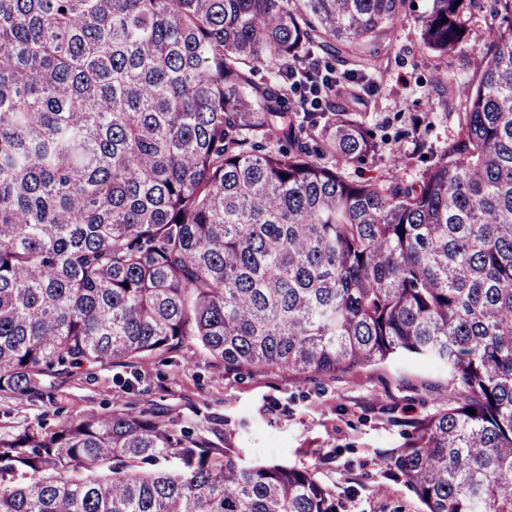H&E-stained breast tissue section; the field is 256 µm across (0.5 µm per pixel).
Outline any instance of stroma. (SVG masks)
<instances>
[{
    "mask_svg": "<svg viewBox=\"0 0 512 512\" xmlns=\"http://www.w3.org/2000/svg\"><path fill=\"white\" fill-rule=\"evenodd\" d=\"M430 0H407L385 41L380 69L367 72L368 93L355 114L377 141L373 154L344 167L354 181L422 182L427 154L446 148L459 131L465 99L449 81L476 80L475 59L490 19L477 12L466 40L444 61L421 42L418 18ZM132 387L120 367L83 366L53 384L41 401L0 393V430L14 432L45 419L56 426L90 411L134 407L212 438L227 434L244 462H282L312 470L330 485L342 512H420L402 483L386 475L389 455L405 447L417 422L448 402L445 369L399 360L322 380L279 374L228 376L200 349L184 346L138 364Z\"/></svg>",
    "mask_w": 512,
    "mask_h": 512,
    "instance_id": "obj_1",
    "label": "stroma"
}]
</instances>
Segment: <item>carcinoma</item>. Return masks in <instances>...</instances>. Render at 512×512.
Instances as JSON below:
<instances>
[{
    "mask_svg": "<svg viewBox=\"0 0 512 512\" xmlns=\"http://www.w3.org/2000/svg\"><path fill=\"white\" fill-rule=\"evenodd\" d=\"M404 3L0 0V391L189 343L226 375L413 359L448 403L388 476L423 512H512V0L417 186L347 179L375 148L358 95L303 77L374 69ZM475 7L431 0L424 48L457 49ZM341 507L145 409L0 433V512Z\"/></svg>",
    "mask_w": 512,
    "mask_h": 512,
    "instance_id": "carcinoma-1",
    "label": "carcinoma"
}]
</instances>
